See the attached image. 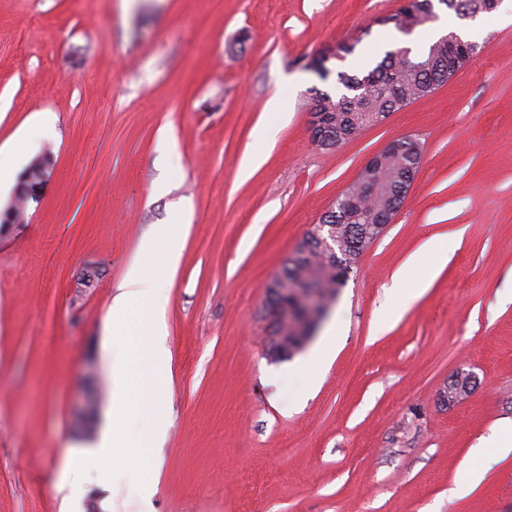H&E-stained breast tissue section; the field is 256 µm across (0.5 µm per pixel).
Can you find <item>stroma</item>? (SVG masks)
<instances>
[{
  "label": "stroma",
  "mask_w": 512,
  "mask_h": 512,
  "mask_svg": "<svg viewBox=\"0 0 512 512\" xmlns=\"http://www.w3.org/2000/svg\"><path fill=\"white\" fill-rule=\"evenodd\" d=\"M401 4L0 0V203L32 158L55 161L40 203L0 234V512H512V460L469 499L448 494L470 449L512 422V0L474 17L476 53L430 96L333 149L312 135L310 89L465 25L443 9L410 35L379 25ZM342 44L355 52L340 60ZM278 91L283 110L266 111ZM403 137L422 162L402 207L305 351L269 359V280ZM183 204L188 229L168 235ZM156 235L179 255L145 282L168 293L164 417L133 427L162 433L160 474L146 493L94 468L58 490L108 420L107 311ZM412 257L424 294L380 316ZM334 324L317 382L292 381ZM461 372L471 390L446 403Z\"/></svg>",
  "instance_id": "obj_1"
}]
</instances>
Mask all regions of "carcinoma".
I'll use <instances>...</instances> for the list:
<instances>
[{
  "label": "carcinoma",
  "instance_id": "obj_1",
  "mask_svg": "<svg viewBox=\"0 0 512 512\" xmlns=\"http://www.w3.org/2000/svg\"><path fill=\"white\" fill-rule=\"evenodd\" d=\"M487 2L489 0H423L426 8L411 15L400 10L392 18H401V24L408 27L405 34L409 35L438 18V4L459 17H474L494 12ZM399 25H394V28H399ZM440 42L441 39L437 38L419 51L409 46L394 45L365 68L353 74L338 73L336 94L317 90L311 106L336 120V125L344 131L342 142L345 143L353 138V131L371 127L377 116L384 117L405 107L403 96L406 91L422 89L431 93L448 82L450 63L455 62L461 68L467 64L466 49H461L450 59L441 52ZM421 157L419 144L415 141L410 143L406 160L387 159L375 171L372 184L343 197L349 217L348 223L336 225V246L341 251L336 260L318 253H311L300 261L295 260L292 254L288 256L277 273L279 287L288 291L283 298L288 307L295 309L300 305L299 296L289 292L290 282L297 278L319 284L328 297L338 292L344 277L341 263L358 262L361 253L371 244V240L363 238L369 225L390 222L403 203L397 194L413 178L411 172L417 171ZM278 332L288 343L290 352L302 342L292 323L280 324Z\"/></svg>",
  "mask_w": 512,
  "mask_h": 512
}]
</instances>
